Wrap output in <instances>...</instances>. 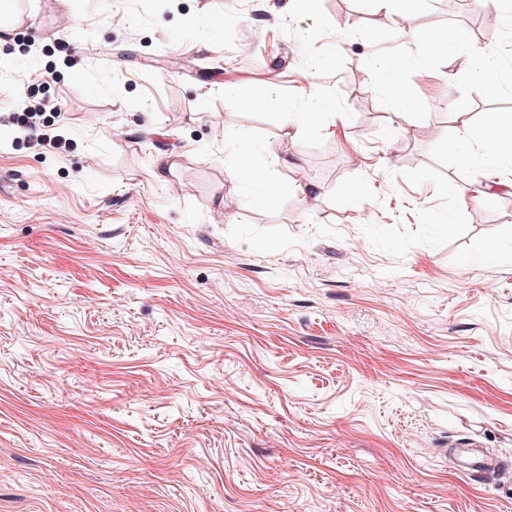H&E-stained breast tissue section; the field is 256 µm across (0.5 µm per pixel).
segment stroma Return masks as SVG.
Wrapping results in <instances>:
<instances>
[{
    "instance_id": "obj_1",
    "label": "stroma",
    "mask_w": 512,
    "mask_h": 512,
    "mask_svg": "<svg viewBox=\"0 0 512 512\" xmlns=\"http://www.w3.org/2000/svg\"><path fill=\"white\" fill-rule=\"evenodd\" d=\"M494 9L30 0L68 23L15 20L0 99L39 71L72 107L61 148L0 138V512H512V165L448 155L456 112L512 115ZM446 31L460 54L420 62ZM245 134L263 200L230 173Z\"/></svg>"
}]
</instances>
